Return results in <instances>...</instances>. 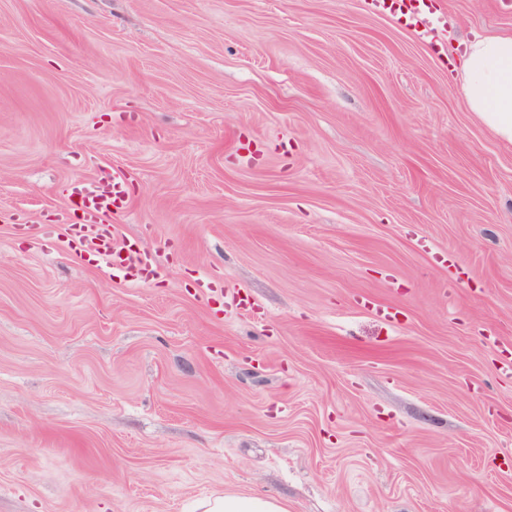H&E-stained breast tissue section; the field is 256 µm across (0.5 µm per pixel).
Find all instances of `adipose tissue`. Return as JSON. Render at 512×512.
<instances>
[{
	"instance_id": "obj_1",
	"label": "adipose tissue",
	"mask_w": 512,
	"mask_h": 512,
	"mask_svg": "<svg viewBox=\"0 0 512 512\" xmlns=\"http://www.w3.org/2000/svg\"><path fill=\"white\" fill-rule=\"evenodd\" d=\"M463 95L472 112L512 143V35L479 37L462 58Z\"/></svg>"
}]
</instances>
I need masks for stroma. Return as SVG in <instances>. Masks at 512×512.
Listing matches in <instances>:
<instances>
[{"mask_svg": "<svg viewBox=\"0 0 512 512\" xmlns=\"http://www.w3.org/2000/svg\"><path fill=\"white\" fill-rule=\"evenodd\" d=\"M432 5L0 0V512H512V144L461 93L512 0ZM112 172L147 285L68 244ZM205 512H289L288 504L272 498L224 494L207 502Z\"/></svg>", "mask_w": 512, "mask_h": 512, "instance_id": "stroma-1", "label": "stroma"}]
</instances>
